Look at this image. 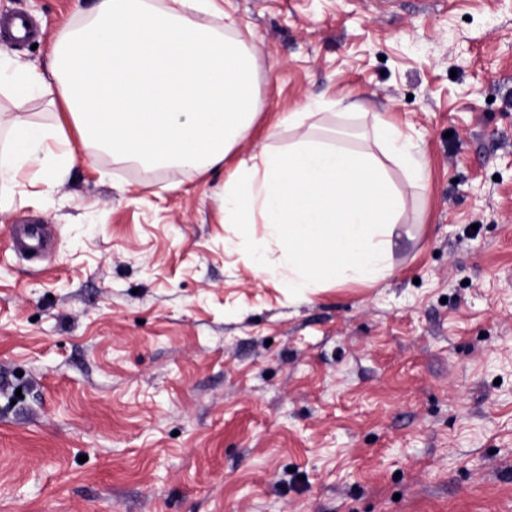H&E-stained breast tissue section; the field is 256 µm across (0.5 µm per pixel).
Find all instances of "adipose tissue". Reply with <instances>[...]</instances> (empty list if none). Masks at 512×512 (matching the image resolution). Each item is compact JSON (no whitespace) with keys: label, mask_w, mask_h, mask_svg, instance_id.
<instances>
[{"label":"adipose tissue","mask_w":512,"mask_h":512,"mask_svg":"<svg viewBox=\"0 0 512 512\" xmlns=\"http://www.w3.org/2000/svg\"><path fill=\"white\" fill-rule=\"evenodd\" d=\"M217 0H96L64 23L44 65L0 62V92L22 104L62 103L63 121L35 124L0 117L8 148L0 154V192L20 175L32 183L63 180L78 154L65 129L95 140L116 162L219 171L262 110L257 59L240 32L217 25ZM304 113L288 115L299 139L263 148L224 182V221L236 237L262 221L280 251L270 264L256 247V277H280L295 294L347 280L375 284L394 273L390 236L405 213L404 187L425 188L427 167L400 127L383 121L375 149L330 144L302 131ZM405 184L397 186L391 169Z\"/></svg>","instance_id":"adipose-tissue-1"}]
</instances>
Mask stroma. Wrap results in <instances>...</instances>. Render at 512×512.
<instances>
[{"label": "stroma", "instance_id": "35a3bbf8", "mask_svg": "<svg viewBox=\"0 0 512 512\" xmlns=\"http://www.w3.org/2000/svg\"><path fill=\"white\" fill-rule=\"evenodd\" d=\"M95 0H0L37 43ZM263 110L218 173L98 153L0 213V512H512V0H224ZM308 113L409 132L392 277L313 294L224 246L242 159ZM13 224H43L40 258Z\"/></svg>", "mask_w": 512, "mask_h": 512}]
</instances>
